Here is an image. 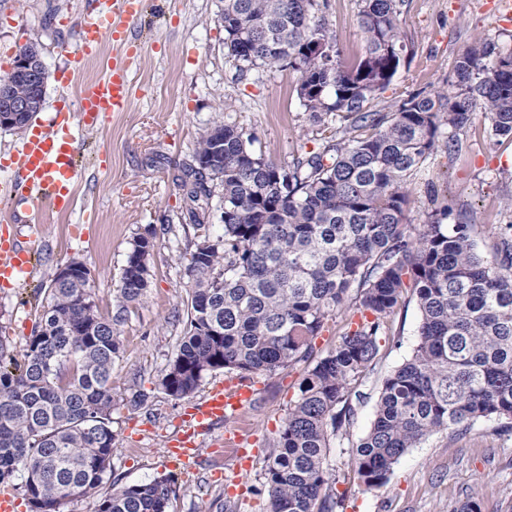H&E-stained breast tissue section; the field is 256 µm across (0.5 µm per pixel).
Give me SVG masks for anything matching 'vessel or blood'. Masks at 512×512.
Returning a JSON list of instances; mask_svg holds the SVG:
<instances>
[{"label":"vessel or blood","instance_id":"1","mask_svg":"<svg viewBox=\"0 0 512 512\" xmlns=\"http://www.w3.org/2000/svg\"><path fill=\"white\" fill-rule=\"evenodd\" d=\"M144 8L145 0H87L80 29V54H95L108 36L121 49L123 59L113 63L102 79L83 86L74 113L82 126H96L107 114L128 109L132 90L127 60L140 48L131 25L142 16ZM70 117L57 114L50 129L32 127L15 153L17 176L11 187L20 202L59 212L72 204L77 147ZM19 221L16 211L0 216V283L5 285L22 281L30 274L39 244L34 235L18 239L15 225ZM257 395L256 387L238 379L212 385L201 400L186 407L183 430L167 444L169 455L182 469L197 470L199 435L243 413L255 404Z\"/></svg>","mask_w":512,"mask_h":512}]
</instances>
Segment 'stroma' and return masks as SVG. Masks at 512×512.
Here are the masks:
<instances>
[{"label":"stroma","instance_id":"obj_1","mask_svg":"<svg viewBox=\"0 0 512 512\" xmlns=\"http://www.w3.org/2000/svg\"><path fill=\"white\" fill-rule=\"evenodd\" d=\"M487 0H405L400 29L404 63L387 89L371 99L374 112L390 111L409 95H432L447 88L454 66L477 38L512 52V21H502ZM85 0H0V77L13 68L20 47L39 43L48 71L45 101L37 119L50 124L61 105L75 106L82 86L105 75L121 52L104 39L96 55L80 56L77 32ZM217 0H147L135 26L142 52L130 65L131 107L106 115L98 128L76 129L80 174L71 212H46L40 218L43 247L30 280L0 291V333L23 349L38 320V289L49 287L56 269L69 258L81 259L92 275L95 301L102 313L114 309L121 269L134 237L146 225L156 229L149 260V288L121 324V352L112 367L113 479L147 483L174 474L166 455L169 437L180 428L188 402L199 400L224 371L208 373L189 398L174 399L159 381L176 355L186 320L184 269L190 258L192 226L183 220L179 186L196 145L214 122H232L255 138L254 146L280 165L322 150L297 96L291 69L239 73L224 50V28L217 21ZM329 34L344 60L365 52L358 0H329L325 13ZM70 70L68 82L57 79ZM462 149L456 155L434 153L407 184L405 221L420 223L433 203L449 205L453 220L475 227L482 254L499 243L490 224H512V141L495 138L484 113L454 131ZM420 313L406 298L390 316L382 339V357L359 385L355 420L348 436L334 440L328 456L346 495L342 512H451L466 500L483 512H512V434L493 421L475 425L472 434L449 444L446 432L410 449L383 486L366 491L353 480L350 450L369 430L384 378L398 368L414 347ZM303 365L258 375L256 404L224 422V429L258 437L260 451L243 482L234 486L215 479L230 471L233 456L201 447L202 465L177 476L179 496L170 512H268L264 490L266 450L298 394ZM144 392L143 407L131 405ZM175 475V474H174ZM104 482L88 496L67 501L60 512H96L101 497L112 491Z\"/></svg>","mask_w":512,"mask_h":512}]
</instances>
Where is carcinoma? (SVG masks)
I'll return each instance as SVG.
<instances>
[{
	"instance_id": "cac0c4a2",
	"label": "carcinoma",
	"mask_w": 512,
	"mask_h": 512,
	"mask_svg": "<svg viewBox=\"0 0 512 512\" xmlns=\"http://www.w3.org/2000/svg\"><path fill=\"white\" fill-rule=\"evenodd\" d=\"M226 56L239 72L287 67L313 123L341 122L323 150L278 165L254 137L216 122L183 169L184 221L195 231L186 266L187 319L160 386L174 399L215 370L271 375L307 363L299 396L274 440L264 472L270 512H335L343 495L327 462L332 440L349 434L355 385L373 370L389 316L409 293L420 312L411 356L383 381L369 431L351 468L367 490L434 433L448 444L480 421L512 433V239L490 257L474 227L448 223L446 206L405 224L407 181L446 135L483 103L494 136L512 138V53L474 39L458 58L448 92L409 96L391 112L369 100L402 67L405 0H360L363 56L346 62L328 33V0H220ZM10 92L41 111L45 90L10 73ZM224 211L219 232L209 220ZM155 229L133 240L104 315L86 265L54 273L22 353L0 342V483L18 482L30 512H59L112 475V365L119 326L149 287ZM349 317L313 364L315 340ZM171 476L112 483L97 512H168Z\"/></svg>"
}]
</instances>
